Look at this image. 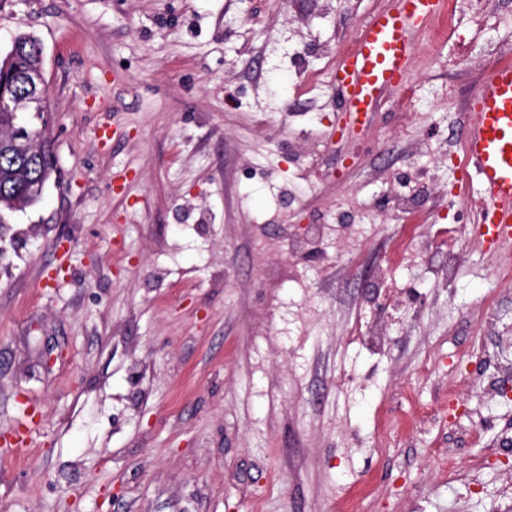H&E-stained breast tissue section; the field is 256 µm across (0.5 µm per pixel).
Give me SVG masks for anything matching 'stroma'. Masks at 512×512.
<instances>
[{"label": "stroma", "mask_w": 512, "mask_h": 512, "mask_svg": "<svg viewBox=\"0 0 512 512\" xmlns=\"http://www.w3.org/2000/svg\"><path fill=\"white\" fill-rule=\"evenodd\" d=\"M390 2L0 0V52L42 44L58 158L0 229V512H500L512 394L485 380L512 367V282L473 236L449 283L386 254L414 173L426 246L473 222L454 156L512 0L344 131L324 54ZM309 224L332 230L289 253ZM280 267L298 279L268 288ZM377 281L402 317L373 348L351 332Z\"/></svg>", "instance_id": "obj_1"}]
</instances>
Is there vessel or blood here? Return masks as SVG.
I'll list each match as a JSON object with an SVG mask.
<instances>
[{"instance_id": "b4317fda", "label": "vessel or blood", "mask_w": 512, "mask_h": 512, "mask_svg": "<svg viewBox=\"0 0 512 512\" xmlns=\"http://www.w3.org/2000/svg\"><path fill=\"white\" fill-rule=\"evenodd\" d=\"M448 0H393L374 15L334 73L346 123L362 127L383 92L400 87L417 34L447 14ZM466 165L477 176L483 208L477 233L491 249H512V64L492 66L464 115Z\"/></svg>"}]
</instances>
